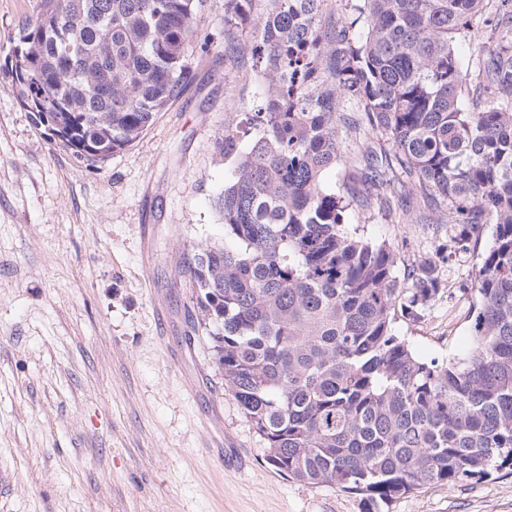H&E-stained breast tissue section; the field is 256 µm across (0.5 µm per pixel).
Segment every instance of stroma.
I'll use <instances>...</instances> for the list:
<instances>
[{
    "label": "stroma",
    "mask_w": 512,
    "mask_h": 512,
    "mask_svg": "<svg viewBox=\"0 0 512 512\" xmlns=\"http://www.w3.org/2000/svg\"><path fill=\"white\" fill-rule=\"evenodd\" d=\"M39 0H0V62ZM191 75L131 146L86 166L35 127L0 73V512H361L357 495L279 474L224 390L183 265L224 240V115L263 82L224 59V0L196 20ZM348 221L404 264L447 244L418 195ZM443 268L447 285L398 336L420 357L462 356L488 243ZM389 512H512V470L396 499Z\"/></svg>",
    "instance_id": "stroma-1"
}]
</instances>
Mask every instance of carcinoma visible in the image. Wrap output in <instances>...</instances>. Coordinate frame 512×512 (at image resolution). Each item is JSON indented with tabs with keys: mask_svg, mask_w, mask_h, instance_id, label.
<instances>
[{
	"mask_svg": "<svg viewBox=\"0 0 512 512\" xmlns=\"http://www.w3.org/2000/svg\"><path fill=\"white\" fill-rule=\"evenodd\" d=\"M206 0H41L0 70L32 123L92 166L131 146L177 96ZM224 0V59L250 57L263 85L224 113L230 176L224 245L183 269L214 362L267 460L288 478L361 496L402 495L512 467V0H354L334 35L323 0ZM251 25L252 40L233 41ZM480 32L478 70L457 52ZM481 100L462 103L464 91ZM369 128L361 187L327 180L342 129ZM393 184L434 206L449 244L409 266L347 223ZM493 225L474 279L468 352L446 363L397 335L445 287L443 265Z\"/></svg>",
	"mask_w": 512,
	"mask_h": 512,
	"instance_id": "carcinoma-1",
	"label": "carcinoma"
}]
</instances>
